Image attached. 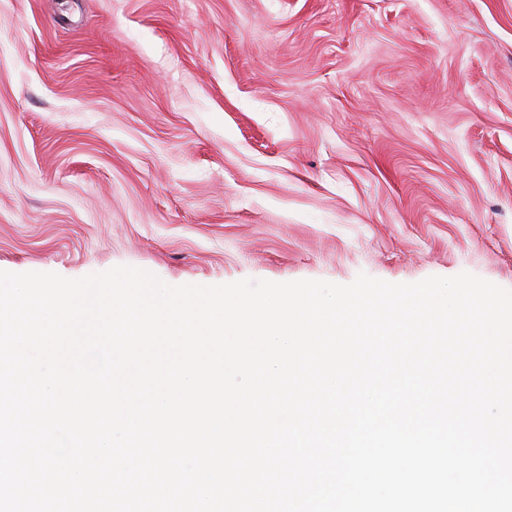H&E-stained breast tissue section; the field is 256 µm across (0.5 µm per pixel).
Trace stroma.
<instances>
[{
	"label": "stroma",
	"mask_w": 512,
	"mask_h": 512,
	"mask_svg": "<svg viewBox=\"0 0 512 512\" xmlns=\"http://www.w3.org/2000/svg\"><path fill=\"white\" fill-rule=\"evenodd\" d=\"M512 289V0H0V270Z\"/></svg>",
	"instance_id": "1"
}]
</instances>
